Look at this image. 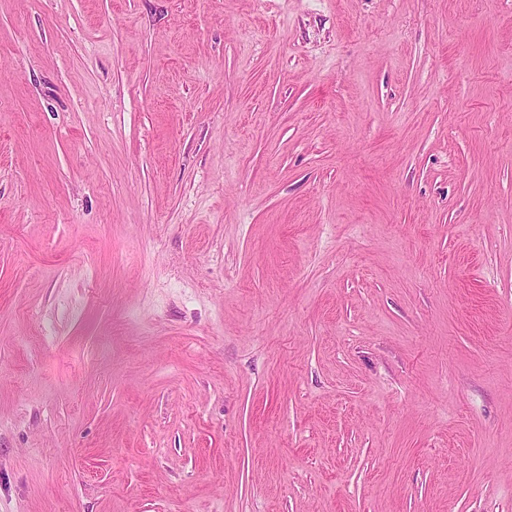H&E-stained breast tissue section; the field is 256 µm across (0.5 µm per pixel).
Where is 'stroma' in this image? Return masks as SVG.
Listing matches in <instances>:
<instances>
[{
    "label": "stroma",
    "mask_w": 512,
    "mask_h": 512,
    "mask_svg": "<svg viewBox=\"0 0 512 512\" xmlns=\"http://www.w3.org/2000/svg\"><path fill=\"white\" fill-rule=\"evenodd\" d=\"M0 512H512V0H0Z\"/></svg>",
    "instance_id": "obj_1"
}]
</instances>
